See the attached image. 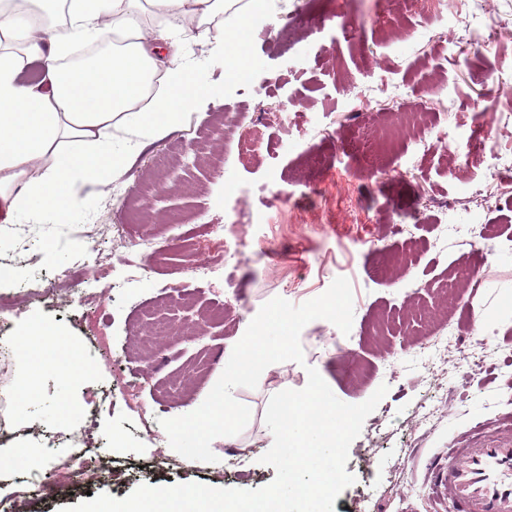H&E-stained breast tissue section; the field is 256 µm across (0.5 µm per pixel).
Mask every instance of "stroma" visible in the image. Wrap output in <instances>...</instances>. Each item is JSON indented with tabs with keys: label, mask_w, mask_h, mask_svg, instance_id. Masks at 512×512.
<instances>
[{
	"label": "stroma",
	"mask_w": 512,
	"mask_h": 512,
	"mask_svg": "<svg viewBox=\"0 0 512 512\" xmlns=\"http://www.w3.org/2000/svg\"><path fill=\"white\" fill-rule=\"evenodd\" d=\"M224 95L131 152L119 181L81 190L64 215L0 222V454L38 449L50 470L82 436L105 462L60 477L40 499L27 469H0V501L60 512L88 494L141 485L254 490L275 469L264 415L271 389L308 368L349 404L386 396L351 443L355 481L334 512H449L448 451L477 423L512 418V0H274L250 36L249 78L224 87L210 42L170 39ZM487 74L498 93L485 153L472 146ZM155 255H147L143 241ZM106 260L84 263L89 251ZM209 268L206 278L189 266ZM480 286L464 295L466 275ZM338 277L353 293L349 334L317 319L303 363L233 389L244 430L213 440L216 462L186 459L161 422L196 410L263 304L300 305ZM185 296L169 304L166 288ZM475 331H467L466 315ZM76 343L90 372L60 390L45 373L19 411L32 321Z\"/></svg>",
	"instance_id": "obj_1"
}]
</instances>
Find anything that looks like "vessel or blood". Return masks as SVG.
<instances>
[{"instance_id":"obj_1","label":"vessel or blood","mask_w":512,"mask_h":512,"mask_svg":"<svg viewBox=\"0 0 512 512\" xmlns=\"http://www.w3.org/2000/svg\"><path fill=\"white\" fill-rule=\"evenodd\" d=\"M440 483L459 512H512V439L474 433L470 447L449 449Z\"/></svg>"}]
</instances>
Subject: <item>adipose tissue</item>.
Masks as SVG:
<instances>
[{
  "instance_id": "obj_1",
  "label": "adipose tissue",
  "mask_w": 512,
  "mask_h": 512,
  "mask_svg": "<svg viewBox=\"0 0 512 512\" xmlns=\"http://www.w3.org/2000/svg\"><path fill=\"white\" fill-rule=\"evenodd\" d=\"M19 12L0 0V203L62 211L77 187L96 188L126 171L125 152L113 150L116 132L132 148L177 129L186 111L215 95L195 65L162 60L158 34L184 41L213 40L222 53L224 83L248 74L251 29L270 12V0H29ZM100 44L83 77L70 59ZM40 61L47 80L20 83L25 63ZM29 374L21 405L34 398L45 368L68 387L88 367L79 347L53 337L39 321L25 328Z\"/></svg>"
}]
</instances>
